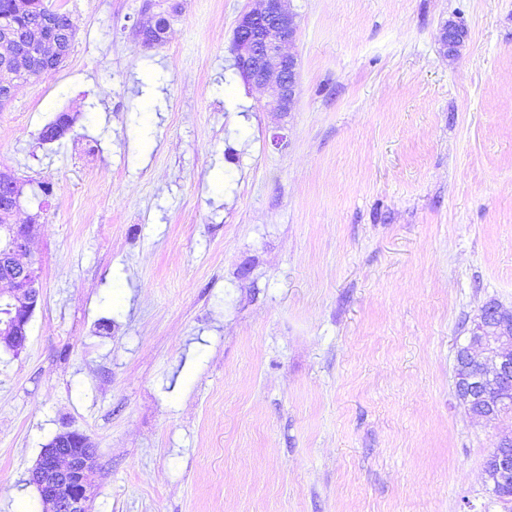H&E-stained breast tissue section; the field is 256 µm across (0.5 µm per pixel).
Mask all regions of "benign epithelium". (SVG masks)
<instances>
[{
	"instance_id": "7a95c632",
	"label": "benign epithelium",
	"mask_w": 512,
	"mask_h": 512,
	"mask_svg": "<svg viewBox=\"0 0 512 512\" xmlns=\"http://www.w3.org/2000/svg\"><path fill=\"white\" fill-rule=\"evenodd\" d=\"M288 0H254L237 18L233 53L240 76L248 83L267 90L266 107L271 112H289L299 93L298 62L284 52L296 34V14ZM160 0H144L143 18L138 25L145 48L165 42L168 26L157 28L159 14L154 9ZM465 33L453 22L442 26L444 55L456 56ZM67 51L59 48L48 59L30 54L16 36L0 42V69L13 64L40 72L58 68ZM24 184L8 169L0 170V205L15 214L21 207ZM38 231L35 219L26 224L12 221L0 224V343L14 352L24 349L27 327L42 297L39 276L33 263L25 260L29 243ZM462 375L456 377L460 400L479 403L483 417H498L512 410V312L496 302L486 303L477 315L475 328L457 349ZM489 483L512 478V457L498 455L483 466ZM97 474V449L82 433L57 435L42 450L29 472L42 502L50 512H88Z\"/></svg>"
}]
</instances>
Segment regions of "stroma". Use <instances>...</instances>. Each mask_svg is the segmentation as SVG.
Instances as JSON below:
<instances>
[{"label":"stroma","instance_id":"35a3bbf8","mask_svg":"<svg viewBox=\"0 0 512 512\" xmlns=\"http://www.w3.org/2000/svg\"><path fill=\"white\" fill-rule=\"evenodd\" d=\"M52 0L75 41L0 109L42 301L0 345V512L77 431L89 512H502L456 347L512 310V0H290L292 112L237 73L249 0ZM464 27L444 56V22ZM75 115L60 140L43 127ZM143 2V18L139 22L138 33L141 36V42L145 48H155L165 42L168 31V26L166 25H163L161 29L157 28L156 22L162 12H154V8L160 7V2L164 1L144 0Z\"/></svg>","mask_w":512,"mask_h":512}]
</instances>
